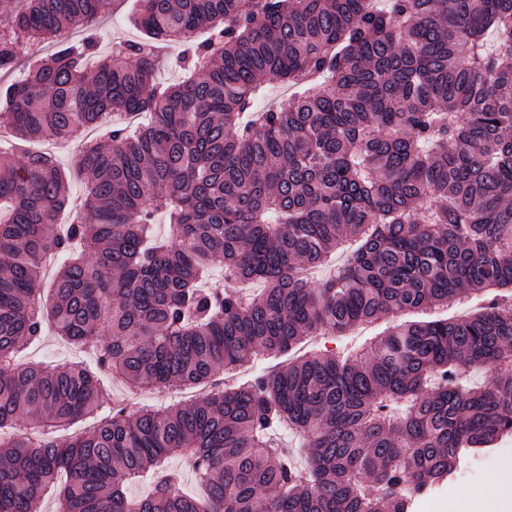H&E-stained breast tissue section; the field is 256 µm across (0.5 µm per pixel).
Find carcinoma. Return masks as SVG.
Returning <instances> with one entry per match:
<instances>
[{
  "mask_svg": "<svg viewBox=\"0 0 512 512\" xmlns=\"http://www.w3.org/2000/svg\"><path fill=\"white\" fill-rule=\"evenodd\" d=\"M111 2L0 0V119L72 144L86 188L60 224L65 171L0 150V512H412L512 440V0H141L140 38L100 56L70 35ZM168 43L183 79L160 86ZM270 84L294 92L260 110ZM114 111L150 121L82 140ZM464 293L468 317L399 319ZM382 318L352 354L215 380ZM47 322L96 369L17 364ZM101 371L200 397L68 433L100 412Z\"/></svg>",
  "mask_w": 512,
  "mask_h": 512,
  "instance_id": "cac0c4a2",
  "label": "carcinoma"
}]
</instances>
